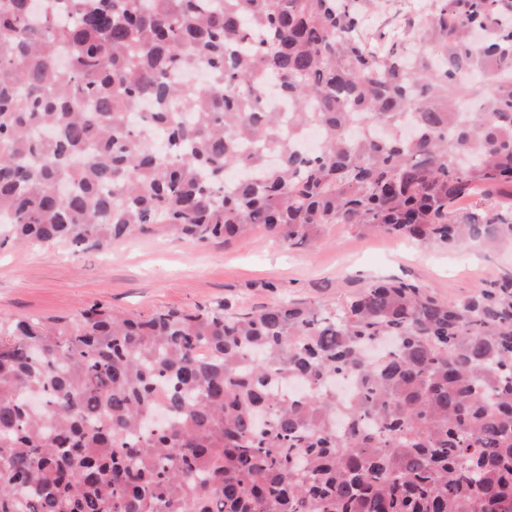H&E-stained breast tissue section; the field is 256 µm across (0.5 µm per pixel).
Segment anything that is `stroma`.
<instances>
[{
  "mask_svg": "<svg viewBox=\"0 0 512 512\" xmlns=\"http://www.w3.org/2000/svg\"><path fill=\"white\" fill-rule=\"evenodd\" d=\"M508 271L512 246L496 242L451 252L335 224L317 246L288 251L262 228L228 244L200 246L156 224L100 251L0 247V317L73 323L95 304L139 318L198 305L220 304L228 313L286 300L333 305L387 276L459 301Z\"/></svg>",
  "mask_w": 512,
  "mask_h": 512,
  "instance_id": "obj_1",
  "label": "stroma"
}]
</instances>
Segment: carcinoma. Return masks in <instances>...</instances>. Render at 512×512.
<instances>
[{
    "mask_svg": "<svg viewBox=\"0 0 512 512\" xmlns=\"http://www.w3.org/2000/svg\"><path fill=\"white\" fill-rule=\"evenodd\" d=\"M38 2L0 0V247L512 240V208H460L512 199V0H431L400 35L366 32L382 0ZM0 512H512V273L458 303L377 280L0 318Z\"/></svg>",
    "mask_w": 512,
    "mask_h": 512,
    "instance_id": "obj_1",
    "label": "carcinoma"
}]
</instances>
